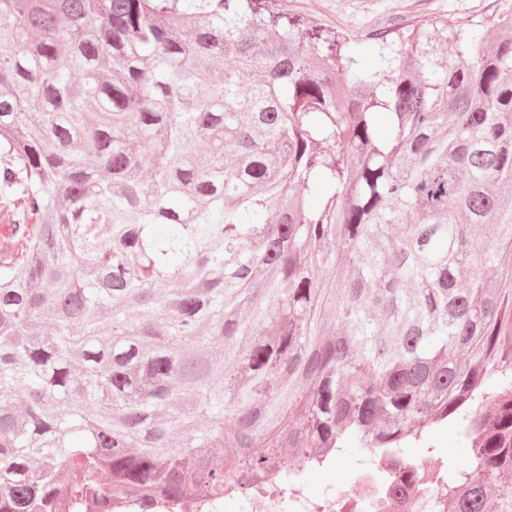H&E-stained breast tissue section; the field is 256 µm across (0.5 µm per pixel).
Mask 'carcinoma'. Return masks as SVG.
Listing matches in <instances>:
<instances>
[{
	"mask_svg": "<svg viewBox=\"0 0 512 512\" xmlns=\"http://www.w3.org/2000/svg\"><path fill=\"white\" fill-rule=\"evenodd\" d=\"M273 2L0 0V512L349 449L512 512V6L357 39ZM433 443L459 463H464L470 454V448H466L455 427L449 422L438 427Z\"/></svg>",
	"mask_w": 512,
	"mask_h": 512,
	"instance_id": "1",
	"label": "carcinoma"
}]
</instances>
